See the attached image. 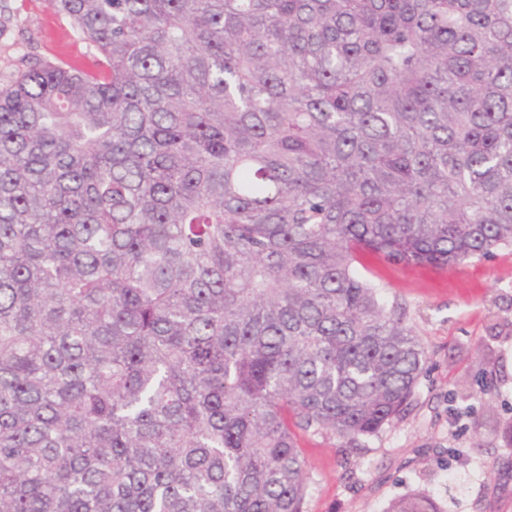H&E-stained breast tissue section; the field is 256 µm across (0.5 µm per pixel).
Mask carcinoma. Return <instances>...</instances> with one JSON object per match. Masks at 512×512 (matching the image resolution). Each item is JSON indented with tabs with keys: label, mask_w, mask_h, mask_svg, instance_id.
<instances>
[{
	"label": "carcinoma",
	"mask_w": 512,
	"mask_h": 512,
	"mask_svg": "<svg viewBox=\"0 0 512 512\" xmlns=\"http://www.w3.org/2000/svg\"><path fill=\"white\" fill-rule=\"evenodd\" d=\"M50 5L97 59L0 84V512H304L297 431L426 362L359 255L512 245V0Z\"/></svg>",
	"instance_id": "cac0c4a2"
}]
</instances>
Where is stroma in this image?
Returning <instances> with one entry per match:
<instances>
[{
	"label": "stroma",
	"instance_id": "obj_1",
	"mask_svg": "<svg viewBox=\"0 0 512 512\" xmlns=\"http://www.w3.org/2000/svg\"><path fill=\"white\" fill-rule=\"evenodd\" d=\"M57 59L95 61L48 0H0V81ZM357 272L404 309L427 360L409 404L377 434H301L305 512H384L418 492L442 512H512V245L446 270L367 255Z\"/></svg>",
	"mask_w": 512,
	"mask_h": 512
}]
</instances>
